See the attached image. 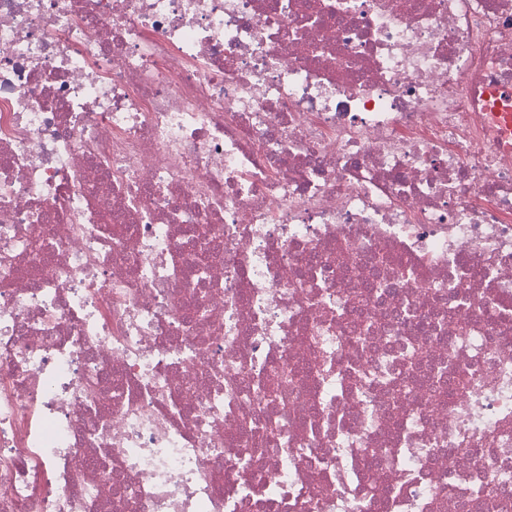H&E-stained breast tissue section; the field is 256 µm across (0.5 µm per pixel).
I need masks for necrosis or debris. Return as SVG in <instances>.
<instances>
[{"label":"necrosis or debris","mask_w":512,"mask_h":512,"mask_svg":"<svg viewBox=\"0 0 512 512\" xmlns=\"http://www.w3.org/2000/svg\"><path fill=\"white\" fill-rule=\"evenodd\" d=\"M500 86L512 0H0V512H512Z\"/></svg>","instance_id":"necrosis-or-debris-1"}]
</instances>
